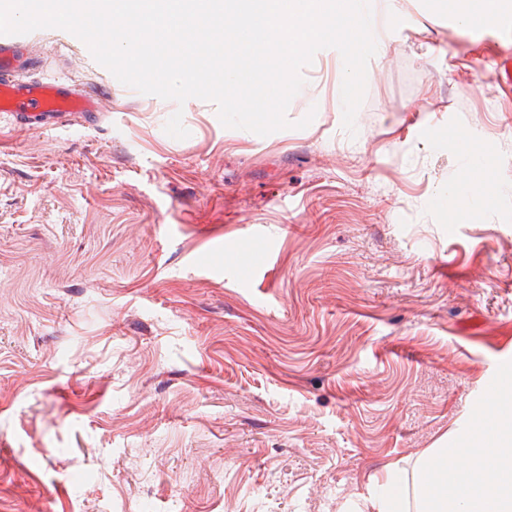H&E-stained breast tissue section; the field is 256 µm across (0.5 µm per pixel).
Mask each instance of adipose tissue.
<instances>
[{
    "mask_svg": "<svg viewBox=\"0 0 512 512\" xmlns=\"http://www.w3.org/2000/svg\"><path fill=\"white\" fill-rule=\"evenodd\" d=\"M481 426L456 444L437 440L423 453L415 487L419 512H512V413L474 408ZM470 457V466L449 469L447 461Z\"/></svg>",
    "mask_w": 512,
    "mask_h": 512,
    "instance_id": "ef3b65f1",
    "label": "adipose tissue"
}]
</instances>
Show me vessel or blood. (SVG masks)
Segmentation results:
<instances>
[{
	"label": "vessel or blood",
	"instance_id": "1",
	"mask_svg": "<svg viewBox=\"0 0 512 512\" xmlns=\"http://www.w3.org/2000/svg\"><path fill=\"white\" fill-rule=\"evenodd\" d=\"M16 43V36L0 35V112L14 123L52 126L72 115L103 111L101 96L73 80L20 78L28 59L18 53Z\"/></svg>",
	"mask_w": 512,
	"mask_h": 512
}]
</instances>
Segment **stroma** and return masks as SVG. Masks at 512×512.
Listing matches in <instances>:
<instances>
[{
  "label": "stroma",
  "mask_w": 512,
  "mask_h": 512,
  "mask_svg": "<svg viewBox=\"0 0 512 512\" xmlns=\"http://www.w3.org/2000/svg\"><path fill=\"white\" fill-rule=\"evenodd\" d=\"M396 14L353 136L322 50L287 110L312 123L261 137L123 85L65 30L20 35L28 77L110 109L0 114V512H358L387 464L413 484L491 405L512 363V25Z\"/></svg>",
  "instance_id": "1"
}]
</instances>
